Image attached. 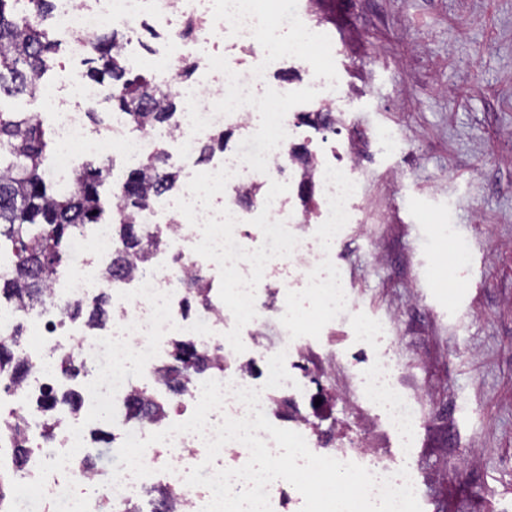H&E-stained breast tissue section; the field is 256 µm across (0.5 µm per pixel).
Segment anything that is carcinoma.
<instances>
[{
	"instance_id": "cac0c4a2",
	"label": "carcinoma",
	"mask_w": 512,
	"mask_h": 512,
	"mask_svg": "<svg viewBox=\"0 0 512 512\" xmlns=\"http://www.w3.org/2000/svg\"><path fill=\"white\" fill-rule=\"evenodd\" d=\"M51 9L52 0H0V96H38L56 51V43L44 27ZM118 42L112 32L94 36L93 53L87 59L90 67L86 76L112 88L100 110L121 112L135 130L171 125L176 94L143 74H132L123 63ZM46 147L35 116L0 111V250H7L15 264L14 274L0 272V299L29 309L43 303L48 281L69 257L71 241L86 225L100 223V190L110 175L106 161H89L75 172L72 186L56 187L43 171ZM178 177L179 171L160 150L144 158L121 183V246L112 256L113 272L131 267L134 260L145 264L159 250L164 236L141 235L135 215L151 206L154 195L172 190ZM20 335L22 326L18 324L0 340V374L15 385L23 382L30 369L15 351ZM210 366V360L199 355L193 343H177L165 371L166 382L170 389L183 393L192 377ZM75 402L72 393L43 400L44 439L50 438L58 406L72 408ZM163 411V406L149 405L136 395L127 405L126 417L140 421ZM12 445L16 448V467L21 469L28 458V446L18 426Z\"/></svg>"
}]
</instances>
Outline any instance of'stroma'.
Listing matches in <instances>:
<instances>
[{
  "label": "stroma",
  "mask_w": 512,
  "mask_h": 512,
  "mask_svg": "<svg viewBox=\"0 0 512 512\" xmlns=\"http://www.w3.org/2000/svg\"><path fill=\"white\" fill-rule=\"evenodd\" d=\"M313 11L336 41L348 129L372 172L367 233L339 264L360 314L386 330L364 346L352 322L322 324L298 301L319 368L274 421L301 412L331 446L360 439L356 377L389 355L424 419L405 451L382 426L374 437L415 472L422 512H499L512 500V0H315Z\"/></svg>",
  "instance_id": "1"
}]
</instances>
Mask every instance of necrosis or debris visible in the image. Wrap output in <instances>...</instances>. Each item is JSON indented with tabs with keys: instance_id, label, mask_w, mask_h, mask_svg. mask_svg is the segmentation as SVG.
<instances>
[{
	"instance_id": "necrosis-or-debris-1",
	"label": "necrosis or debris",
	"mask_w": 512,
	"mask_h": 512,
	"mask_svg": "<svg viewBox=\"0 0 512 512\" xmlns=\"http://www.w3.org/2000/svg\"><path fill=\"white\" fill-rule=\"evenodd\" d=\"M148 21L166 32L161 58L169 66L168 86L177 88L180 65L191 62L202 79L200 100L189 103L168 128L138 131L121 119L97 134L89 128L88 112L104 99L105 89L73 74L62 76L59 84L44 89L58 143L52 177L67 182L76 158L105 156L113 143L124 158L143 159L167 141L172 157L187 170L200 146L217 132L231 127L242 131L243 138L233 161L215 159L205 181L183 179L177 196H160L140 215L148 229H165L168 241L146 268L107 278L112 227L96 224L91 234L72 241L67 271L53 277L38 310L11 308L0 316L1 330L24 323L40 331L37 346L19 350L33 364L26 381L11 389L0 377V422L20 416L28 424L30 454L23 470L15 468L13 449L0 445V476L14 478L12 512H25L32 491L55 512H159L155 499L145 495L154 485L175 491L181 512H201L211 498L209 490L184 482L206 456L204 441L196 434L148 446L143 461L151 474L139 480L126 473L114 486L111 469L93 470L86 463L92 453L87 439L91 426L110 427L114 443L120 444L127 433L143 439L173 423L167 416L135 426L118 419V409L135 389L131 371H138L147 387L162 388L170 338L182 333L220 361L211 379L236 388L256 387L253 377L226 373L225 364L238 350L225 328L229 316H237L241 331L261 346L266 307L257 278L278 261L288 262L295 276L291 282L277 281L278 292H290L298 281L330 317L340 319L353 311L336 249L354 225L365 221L358 199L367 172L354 155L333 145L303 163L293 152L302 136V117H333L347 95L341 83L334 91L325 89L330 81L325 62L336 54L331 35L311 22L305 0L281 4L279 23L295 39L285 54L271 51L270 20L253 0H54L57 40L76 59L86 58L91 38L106 27L122 34L125 56H136L139 32ZM227 36L248 56L246 65L223 64L197 53L199 44L219 43ZM311 46L321 64L309 63ZM287 64L303 65V82L276 80V70ZM269 111L275 114L270 130L255 122L257 114ZM298 174L317 191L313 211L298 207L284 193ZM218 270L230 278L231 288L223 298L208 297L195 314H184L190 280L215 286ZM105 287L112 290L113 314L104 326L92 328L68 318L69 307ZM65 357L91 371L77 383L84 394L85 417L77 419L67 408L57 411L55 434L47 440L31 401L57 391L63 379L56 365ZM399 378L397 366L381 357L359 376L358 404L363 417L378 421L397 447L411 448L423 422L421 401L400 388Z\"/></svg>"
}]
</instances>
